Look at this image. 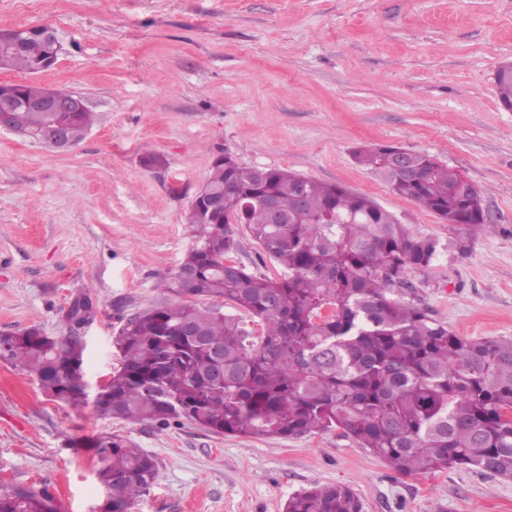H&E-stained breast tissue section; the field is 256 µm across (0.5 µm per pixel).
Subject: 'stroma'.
Returning a JSON list of instances; mask_svg holds the SVG:
<instances>
[{"label":"stroma","instance_id":"35a3bbf8","mask_svg":"<svg viewBox=\"0 0 512 512\" xmlns=\"http://www.w3.org/2000/svg\"><path fill=\"white\" fill-rule=\"evenodd\" d=\"M45 25L64 50L31 83L83 95L97 121L57 151L0 132V331L69 333L80 293L87 403L72 410L0 362V488L47 489L57 512H101L92 451L121 433L159 477L132 512H284L313 483L361 512H512V480L464 469L405 476L334 430L215 435L113 419L96 404L112 336L160 298L192 239L184 222L213 160L281 168L364 194L418 234L435 214L356 163L361 145L429 153L482 190L494 231L410 276L408 298L467 340L512 339V0H0V29ZM155 152L163 166L147 168ZM95 317L94 304L85 294L76 295L62 315V320L71 328L74 325L87 324Z\"/></svg>","mask_w":512,"mask_h":512}]
</instances>
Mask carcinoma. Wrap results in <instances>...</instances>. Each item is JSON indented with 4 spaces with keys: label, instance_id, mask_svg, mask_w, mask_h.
Masks as SVG:
<instances>
[{
    "label": "carcinoma",
    "instance_id": "carcinoma-1",
    "mask_svg": "<svg viewBox=\"0 0 512 512\" xmlns=\"http://www.w3.org/2000/svg\"><path fill=\"white\" fill-rule=\"evenodd\" d=\"M55 46L33 31L23 48L0 53V67L34 74ZM58 120L79 144L95 113ZM41 112L12 113L17 134H38ZM391 145L355 150V159L399 196L455 229L446 243L415 234L369 197L283 169L260 175L214 161L204 186L224 194V212L200 224L187 213L192 244L174 274L158 284L166 298L128 318L113 343L119 363L97 406L112 418L168 426L183 419L222 435L296 438L340 429L396 472L468 469L512 480V339L468 341L412 300L409 274L442 254L463 256L494 229L482 191L460 197V172L433 156L413 159L425 175L392 170ZM301 189L308 210L297 224H274L272 199L286 214ZM252 240L276 275L230 262ZM249 320H244V317ZM95 317L76 295L62 315L69 326ZM260 326V333L247 322ZM191 324L197 336L177 329ZM84 346L35 326L0 331V359L33 377L43 392L78 408L87 392ZM224 371V380L213 373ZM102 512H131L158 478L156 460L121 434L92 440ZM0 512H55L48 491L0 490ZM285 512H361L345 486L315 484Z\"/></svg>",
    "mask_w": 512,
    "mask_h": 512
}]
</instances>
